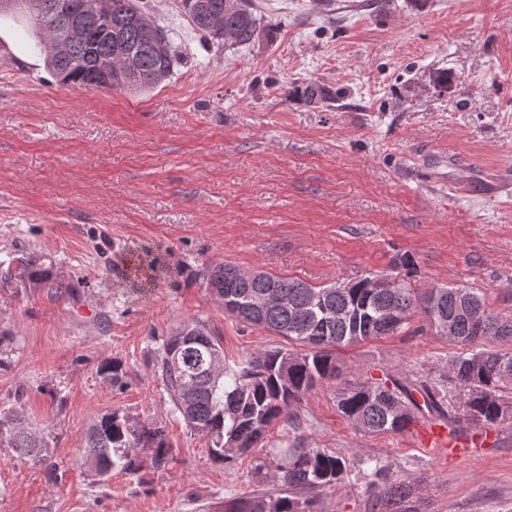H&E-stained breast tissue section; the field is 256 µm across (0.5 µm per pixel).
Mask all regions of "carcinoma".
<instances>
[{"mask_svg":"<svg viewBox=\"0 0 512 512\" xmlns=\"http://www.w3.org/2000/svg\"><path fill=\"white\" fill-rule=\"evenodd\" d=\"M105 15L99 0H33L30 26L38 34L34 48L44 57L62 86L138 92L160 85L175 72L178 55L169 30L151 21L146 0H110ZM207 8L188 17L193 29L212 40L247 46L259 28L253 0H201ZM78 16L83 38H59L70 18ZM437 87L457 89L460 77L448 68L430 74ZM292 96L329 105L347 97L344 88L310 83L293 89ZM46 258L35 249L18 250L0 261V288H53L62 295L72 285L52 278ZM206 287L230 297L224 313L246 325L263 327L307 347L306 352L274 348L248 353L230 362L221 341L200 322L185 324L162 339L155 350L156 377L169 397L171 412L186 426L205 435L212 458L230 462L255 450L269 426L288 417L291 404L317 384L340 375L333 348L400 332L420 314L424 326L438 331L437 322L451 321L448 340L465 347L449 362V374L460 402L448 424L460 420L497 426L512 420V350L494 346L512 341V315L491 311L481 289L461 285L436 287L420 294L394 274H369L357 281L312 286L262 272L241 274L230 264L209 265ZM275 295L267 308L252 302ZM110 384L123 386V364L101 367ZM423 403L412 389L381 378L346 382L336 391L338 410L371 432H402L417 421L419 412L445 416L440 392L418 384ZM0 444L31 457L37 464L44 436L30 428L18 409L0 410ZM150 451V464L161 469L171 460L160 427L138 426L127 415L103 414L88 429L83 453L91 474L104 479L112 473H135L143 468L140 450ZM277 459L282 489L275 495L252 494L224 502V512H316L312 495L344 481L343 459L321 448H271ZM368 464L378 480L369 512H412L411 489L393 481L377 461Z\"/></svg>","mask_w":512,"mask_h":512,"instance_id":"cac0c4a2","label":"carcinoma"}]
</instances>
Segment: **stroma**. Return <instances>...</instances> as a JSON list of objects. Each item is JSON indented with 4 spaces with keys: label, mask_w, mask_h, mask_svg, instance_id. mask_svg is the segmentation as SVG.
<instances>
[{
    "label": "stroma",
    "mask_w": 512,
    "mask_h": 512,
    "mask_svg": "<svg viewBox=\"0 0 512 512\" xmlns=\"http://www.w3.org/2000/svg\"><path fill=\"white\" fill-rule=\"evenodd\" d=\"M183 56L141 93L58 85L30 45L0 21V259L29 246L75 297L0 288V409L49 427L44 466L0 446V512H224L231 496L275 492L265 451L293 441L342 457L346 479L317 512H368L365 462L411 488L413 512H512V422L461 460L410 432L371 433L337 409L348 381L391 377L445 394L457 347L422 330L336 347L339 378L318 384L270 426L260 448L214 461L205 436L171 416L151 363L157 339L200 322L227 358L289 342L228 316L202 281L227 263L320 286L388 274L411 256L418 293L482 290L512 313V0H254L250 46L194 31L178 0H148ZM465 85L438 92L428 73ZM344 87V103L286 100L299 83ZM118 359L116 388L99 374ZM119 410L164 427L165 469L94 482L81 464L89 426ZM263 472H256L258 460Z\"/></svg>",
    "instance_id": "stroma-1"
}]
</instances>
